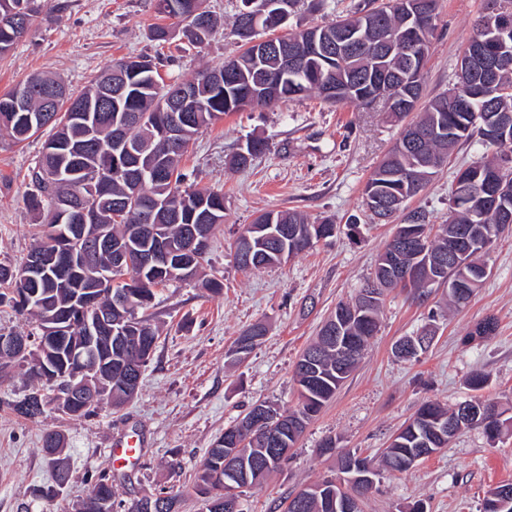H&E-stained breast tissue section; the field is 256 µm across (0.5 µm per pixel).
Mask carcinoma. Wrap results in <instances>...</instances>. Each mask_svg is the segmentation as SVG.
Returning a JSON list of instances; mask_svg holds the SVG:
<instances>
[{
    "mask_svg": "<svg viewBox=\"0 0 512 512\" xmlns=\"http://www.w3.org/2000/svg\"><path fill=\"white\" fill-rule=\"evenodd\" d=\"M24 3L28 23H33L44 0H0V56L8 54L19 40L9 15V6ZM204 0H183V14L178 16L180 36L186 37L183 48H198L214 32L217 19L203 8ZM410 0H382L370 10H357L343 16L336 23L295 30L288 34L290 40H302L315 44L318 49L302 56L291 68L276 53L260 54L252 46L260 33L241 26L240 14H235L232 32L244 46V50L230 65L206 67L186 83L196 86L199 105L184 134V142L190 143L196 136L214 125L224 116L247 107H267L280 102L292 101L310 94L322 95L321 83L331 79L337 84L336 101H348L366 107L375 100L392 98L403 92L402 77L406 76L404 53L399 45L416 47L419 54V76L424 78V68L430 51L435 25L425 19L418 20V33L409 29L405 6ZM102 77L120 79L125 89L112 103L109 112L97 113V118L87 126L74 117L73 108L78 102L95 97L97 81H92L82 91L68 92L57 102L54 121L46 125L39 120L41 104L30 97L24 112L14 109L15 92L26 86L56 82L58 78L49 74H33L0 94V131H6L21 142L44 131H49L44 151L31 173V183L36 193L31 195L30 207L36 224L43 227L32 250L59 253L78 251L82 242L73 226L81 223L77 215L56 209V200L84 190L83 181L86 163H98L96 173V196L89 204L87 224L108 235L112 241H122L131 247L130 253L138 258V264L130 271L136 286L118 281L112 283L116 292H129L130 302L117 310L109 297L86 287L79 267L62 263L51 276L43 278L30 288L44 304L34 299L24 305L18 300L22 287L14 272L16 267L0 265V300L9 297L19 311H27L37 317L40 333L33 346L14 358L16 362L32 363L34 376L48 379L47 371L52 367L67 366L78 371L82 364L72 356V349L82 343L90 353H95L99 369L112 370V386L102 387L97 401L91 405L78 399L71 404H57V410L71 417H88L97 412L106 398L118 406L127 400L123 388L127 352L140 346L154 350L158 330L146 315L135 316V311L147 310L153 298V288L169 281L181 280L179 264L183 256L175 255L170 268L159 270L148 262L152 243L134 235V230L148 222L155 226V236L162 240L178 241L189 232L201 217L211 213L224 217V192L213 188H198L185 183L180 163L186 150H170L162 136V127L167 117L168 101L174 98L179 83H165L156 65L145 57L122 58L100 73ZM463 93L457 86L431 99L419 119L409 123L413 130H430L437 135L424 141L417 150L393 147L370 175L364 197L372 195L380 199L397 196L413 198L425 190L438 169L447 162L456 146L474 138L470 127L474 126V114H480V124L494 125L502 116L512 115V66L499 71L492 94L485 99H466L465 104L453 106L449 103L451 92ZM507 148L497 146L496 156L480 158L459 168L454 175L458 180L468 178L474 185L482 182L484 171L500 166L504 150L512 152V125L506 131ZM267 149L265 141L249 139L236 155L234 164L246 168ZM67 158L74 175L61 180H52L49 175L62 158ZM163 165V176L155 177L146 167ZM158 198L169 207H160L147 220L141 206L144 202ZM265 224H248L243 232L250 234L252 244L236 243L235 261L243 269H261L279 264L275 253L285 251L294 257L321 239L336 234V225L329 220L318 224L290 210H271L263 213ZM420 220L418 226L425 242L424 247L410 249L409 258L413 266L424 276L407 284L404 279L386 271L384 255H379L373 280L384 289L411 287L417 297L427 295V288L435 283L448 284V299L460 305L467 303L475 291L486 281L480 276L481 267L487 263L490 248L501 237L496 224H475L471 211L462 209L451 216L452 222L434 226L421 211L413 212ZM471 228L470 235L458 256L465 264L473 281L461 276L455 263L448 261V237L461 227ZM382 299L365 310L357 309V303L340 302L333 312L340 322V333L331 338L318 335L317 340L305 349L314 353L307 370L295 368V381L300 395L299 408L285 417L293 421L309 422L336 394L343 382L356 369L369 341L379 329V314ZM99 320L105 327L102 336L85 339L80 330H68L80 321V316ZM59 325L61 329L48 332L46 328ZM117 329L112 343L106 327ZM255 334L243 333L229 355L238 360L236 347L246 338L251 343L243 354L252 351L266 334L265 326H251ZM46 401L40 391L28 393L22 400L10 405L18 416L35 419L43 413ZM469 405L483 408L484 417L474 421L460 416V408L448 409L438 403H426L416 415L405 423L387 448L381 460L346 452L339 463L357 460L375 477L381 479V471L402 473L403 465L412 456H431L448 447L441 434L449 428L452 435L471 426L482 428L491 442L505 431L512 429V417H503L497 404L475 399ZM303 430L289 428L278 431L270 438L264 433H254L249 439H236L228 432L221 434L200 463L197 490L203 494L201 512H224V495H243L244 490L261 484L272 472L281 468L272 455L273 448L295 447ZM320 488L318 495L298 504L289 500L285 512H336V479H324L315 483ZM112 479L102 472L91 483L89 493L83 500L79 512H113ZM174 498L159 494L144 497L132 503L128 512H175Z\"/></svg>",
    "mask_w": 512,
    "mask_h": 512,
    "instance_id": "1",
    "label": "carcinoma"
}]
</instances>
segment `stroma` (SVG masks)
I'll return each instance as SVG.
<instances>
[{"instance_id":"1","label":"stroma","mask_w":512,"mask_h":512,"mask_svg":"<svg viewBox=\"0 0 512 512\" xmlns=\"http://www.w3.org/2000/svg\"><path fill=\"white\" fill-rule=\"evenodd\" d=\"M368 3L301 0L286 28L329 24ZM205 5L223 24L202 47L183 53L175 42L152 40L151 28L161 22L155 0H50L28 34L0 58V91L38 71L54 73L78 91L114 60L140 55L155 59L165 82L189 79L240 51L231 34L239 0ZM488 6V0H437L424 98L455 83L458 61ZM401 130L381 107L330 104L311 95L233 113L200 134L182 170L191 183L223 190L224 222L196 279L156 288L149 313L159 337L137 394L118 408L103 403L90 417L71 418L50 404L30 420L10 405L35 381L18 366L0 374V512H76L89 477L100 471L112 478L114 512L162 491L176 497L178 512H200L195 476L216 438L254 404L298 409L297 361L337 303L354 300L371 277L393 224L371 220L363 189ZM252 138L267 142L266 153L246 169H232V157ZM44 143L41 135L18 143L0 132V263H20L32 243L30 171ZM484 152L476 144L461 145L410 209L425 212L432 224L445 223L454 167ZM273 209L332 220L338 232L285 264L239 269L233 253L241 228ZM490 264L491 276L462 308L449 309L444 285L424 301L407 288L388 292L379 332L358 367L307 425L287 464L244 493L243 512H284L289 496L336 476L338 453H380L426 402L452 407L479 396L512 416V234L494 244ZM210 279L223 283L222 293L206 288ZM489 316L497 322L495 335L468 341L473 327ZM258 322L267 327L262 343L229 363L233 341ZM423 330L433 340L418 360L394 356L398 340ZM474 370L488 375L479 391L466 384ZM50 431L63 435L70 467L61 490L42 448ZM133 435L142 444L138 464L110 467L111 445ZM330 437L336 451L322 452ZM508 482L512 433L492 443L473 427L407 472L384 476L364 512H407L418 501L428 512H481L488 492Z\"/></svg>"}]
</instances>
